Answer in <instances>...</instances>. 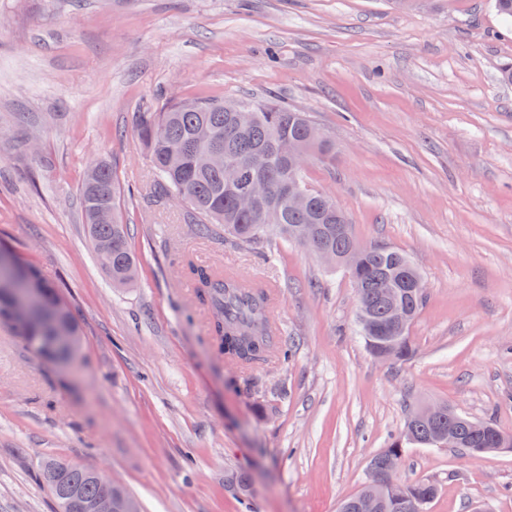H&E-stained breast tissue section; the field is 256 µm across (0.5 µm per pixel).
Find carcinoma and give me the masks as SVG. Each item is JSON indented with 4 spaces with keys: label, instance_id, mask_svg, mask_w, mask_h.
Instances as JSON below:
<instances>
[{
    "label": "carcinoma",
    "instance_id": "cac0c4a2",
    "mask_svg": "<svg viewBox=\"0 0 512 512\" xmlns=\"http://www.w3.org/2000/svg\"><path fill=\"white\" fill-rule=\"evenodd\" d=\"M240 108L249 109L244 115ZM317 126L303 113L273 103L250 101L221 102L213 99L168 101L161 108L147 107L137 113V131L147 151L153 175V189L160 197L183 198L187 204L186 223L199 235H210L219 227L224 234L245 247H257L269 236L286 242L311 236L308 248L339 255V267L350 279L361 276L359 296L362 310L356 318L358 333L374 356L386 351L385 358L405 362L415 349L407 335L393 332L385 337L372 324L386 323L390 307L385 289H394L400 305L415 319L423 299L406 278L418 273L401 251L367 246L359 253L350 251L352 227L336 201L312 187L306 169L293 167L295 155L310 151V162L329 164L335 160L331 139L314 136ZM219 153L224 161L240 167V185L261 179L267 194L253 211L238 204L237 189L224 185V167L210 162L206 155ZM294 180L305 191L307 201L294 206L283 192ZM82 218L93 249L106 269L112 285L125 287L135 277L137 257L128 245V225L117 206V187L112 167L99 161L91 164L80 188ZM184 275L194 288L198 305L209 312V332L224 360L248 369L272 357L288 358L289 345L270 319L274 294L270 286L248 281L222 268L203 265L189 255L177 258ZM13 335L39 354L51 349L61 356L77 357L81 344L53 346L59 330L45 323L35 327H14ZM456 434L466 439L461 448L473 455L491 451L481 430H494L489 422L455 415ZM448 436V420L434 425L407 419L402 433L375 456L384 464L409 444L434 446ZM44 483L55 500L57 512H86V505L100 493L94 470L69 462L50 459L42 464ZM404 499L391 497L388 488L368 491L375 499L376 512H413L410 505L425 507L437 494L429 481H399Z\"/></svg>",
    "mask_w": 512,
    "mask_h": 512
}]
</instances>
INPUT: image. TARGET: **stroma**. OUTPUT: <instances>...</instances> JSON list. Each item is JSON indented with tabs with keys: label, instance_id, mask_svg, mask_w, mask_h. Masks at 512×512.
<instances>
[{
	"label": "stroma",
	"instance_id": "stroma-1",
	"mask_svg": "<svg viewBox=\"0 0 512 512\" xmlns=\"http://www.w3.org/2000/svg\"><path fill=\"white\" fill-rule=\"evenodd\" d=\"M512 23L493 0H0V244L76 316L75 363L0 324V512H55L56 458L102 471L141 512H338L409 415L442 403L512 435ZM267 99L336 144L311 164L359 243L425 284L406 362L355 333L347 273L299 243L199 238L154 195L135 114L172 99ZM109 163L138 278L113 287L81 218ZM181 250L275 288L293 347L244 371L211 345ZM426 512H512V449L412 446Z\"/></svg>",
	"mask_w": 512,
	"mask_h": 512
}]
</instances>
